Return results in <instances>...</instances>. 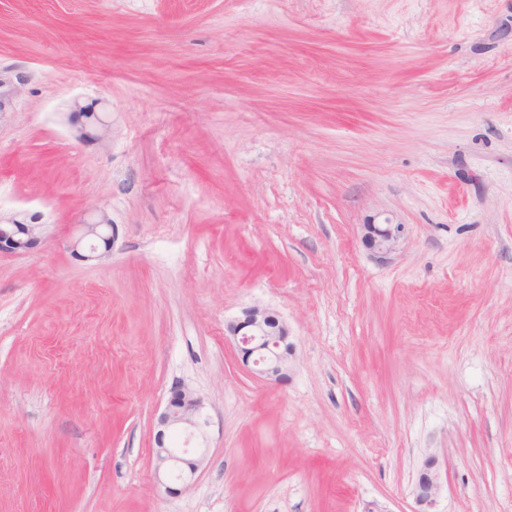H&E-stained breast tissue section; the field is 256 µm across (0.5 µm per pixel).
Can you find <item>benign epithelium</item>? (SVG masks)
Here are the masks:
<instances>
[{"label":"benign epithelium","mask_w":512,"mask_h":512,"mask_svg":"<svg viewBox=\"0 0 512 512\" xmlns=\"http://www.w3.org/2000/svg\"><path fill=\"white\" fill-rule=\"evenodd\" d=\"M25 76H16V81L0 79V112L5 110L11 98L20 93ZM71 123L77 137L84 142H102L112 129L110 115L98 112L92 105L74 101L70 112ZM82 234L73 243V252L83 248L84 260H100L112 252L114 243L113 224L104 214L81 224ZM44 225L39 217L32 215L27 220L10 219L0 224V253L26 255L34 252L42 242ZM362 240L366 248L384 257L395 250L404 231L402 224H364ZM232 336L243 365L266 381L280 383L288 379V328L279 313L268 307L254 305L242 311V316L226 325ZM209 421L203 414L202 399L189 387L177 385L163 412L157 420L158 430L154 442L155 474L157 482L169 494L176 489L169 485L173 476L185 484L198 470L205 459V449L197 448V455L185 458L170 446L173 434L183 432L189 438L206 441ZM441 490V474L436 468V457L429 455L420 470L415 485V502L420 507L435 504Z\"/></svg>","instance_id":"1"}]
</instances>
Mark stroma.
<instances>
[{"label": "stroma", "instance_id": "obj_1", "mask_svg": "<svg viewBox=\"0 0 512 512\" xmlns=\"http://www.w3.org/2000/svg\"><path fill=\"white\" fill-rule=\"evenodd\" d=\"M19 74L0 217L45 232L0 256V512H415L430 454L435 512H512V0H0ZM255 304L286 382L225 334ZM179 384L211 425L171 496ZM110 113L96 112L92 104L81 105L75 101L70 112L71 123L77 137L84 142H102L112 129ZM80 226L82 234L73 243L74 254L84 260H100L111 254L114 243L113 224L105 214H98L95 219ZM78 248L85 249L87 254L79 253ZM362 231L366 248L384 258L395 250L404 227L400 224H366L362 226ZM244 366L266 381L280 383L288 379V328L279 313L268 306L245 308L242 316L226 325ZM171 395L163 412L157 420L158 430L154 442L155 474L157 482L169 494L176 493L169 479L176 475L178 481L185 484L198 470L205 459V446L196 448L199 452L194 458L179 455L170 446L173 434L183 432L189 439L206 442V427L209 421L203 414L202 399L189 387L177 385L171 390ZM441 490V474L436 468V457L429 455L420 470L415 485V502L419 507H431L435 504Z\"/></svg>", "mask_w": 512, "mask_h": 512}]
</instances>
